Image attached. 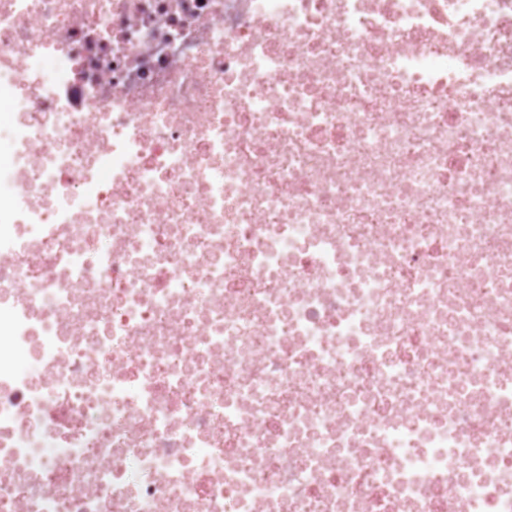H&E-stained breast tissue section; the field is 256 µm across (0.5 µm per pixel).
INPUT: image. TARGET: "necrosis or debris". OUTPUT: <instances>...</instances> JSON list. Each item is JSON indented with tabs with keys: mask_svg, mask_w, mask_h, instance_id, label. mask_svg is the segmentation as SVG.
<instances>
[{
	"mask_svg": "<svg viewBox=\"0 0 512 512\" xmlns=\"http://www.w3.org/2000/svg\"><path fill=\"white\" fill-rule=\"evenodd\" d=\"M2 107L0 512H512V0H0Z\"/></svg>",
	"mask_w": 512,
	"mask_h": 512,
	"instance_id": "necrosis-or-debris-1",
	"label": "necrosis or debris"
}]
</instances>
